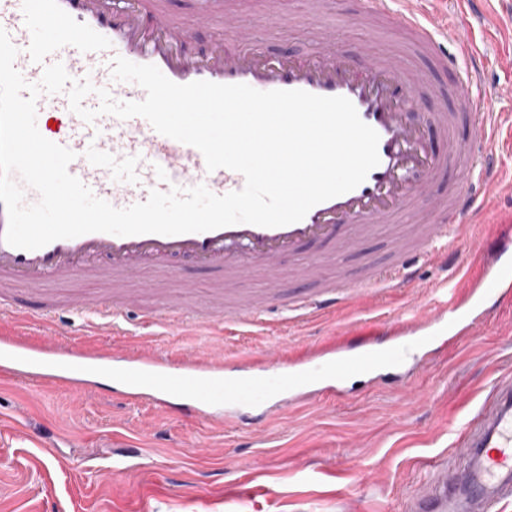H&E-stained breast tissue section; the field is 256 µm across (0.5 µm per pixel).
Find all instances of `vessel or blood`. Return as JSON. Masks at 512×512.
<instances>
[{"label":"vessel or blood","mask_w":512,"mask_h":512,"mask_svg":"<svg viewBox=\"0 0 512 512\" xmlns=\"http://www.w3.org/2000/svg\"><path fill=\"white\" fill-rule=\"evenodd\" d=\"M432 2L400 0L394 9L387 0H360L352 21L363 38L344 50L324 20L330 0H304L301 14L284 17L288 25L308 31L312 49L300 55L259 45L255 26L239 19L234 0H194L185 11L174 10L171 0H0V29L17 48L15 66L26 81L40 82L45 68L59 63L73 80L93 86L83 100L98 113L93 122L72 112L61 92L40 94L36 124L44 138L74 152L69 172L114 207L146 201L150 191L174 185L202 184L217 195L245 185L236 171H208L197 148L158 133L143 117L99 113V89L121 102L146 97L138 84L113 79L119 57L155 65L178 84L210 81L346 97L378 133L380 159L358 187L281 227L239 223L179 235L93 232L24 250L4 241L8 214L0 205V325L11 326L0 334V376L92 394L110 388L132 403L146 399L195 420L242 424L253 415L263 421L283 407L316 401L322 392L345 396L346 382L361 374L381 385L407 367L411 353H431L440 331H447L451 347L478 335L488 312L512 298V237L499 230L488 242L491 258L482 275L466 283L449 310L429 312L391 336L354 348L334 344L293 360L280 350L263 360L230 361L217 349L175 359L146 344L117 356L32 344L14 332L18 326L55 324L63 313L99 328H118L136 310L135 299L119 292L127 280L140 279L150 290L160 278H178L186 262L228 281L259 276L274 290L281 261L290 256L292 278L309 290L285 303L275 292L259 295L240 309L223 307L217 297L193 306L163 302L141 311L143 327L202 326L213 336L232 326L266 323L278 311L292 323L315 321L335 316L363 289L390 292L416 284L419 262L439 257L460 240L462 217H479L502 187L496 145L504 119L473 93L488 60L476 53L469 67L458 66L449 49L448 17ZM210 27L225 33L227 45L197 49L198 31ZM377 28L400 29L437 69L453 74V84L441 89L399 50L377 47ZM425 94L449 97L451 103L420 124L412 115ZM464 120L476 131L473 140L461 143L455 130ZM427 195L434 201L424 210L419 202ZM382 227L392 230L388 260L367 266L359 278L329 272L315 251L320 245L349 253ZM79 277L104 281L109 290L62 306L42 299L43 291ZM455 445L466 456L464 467L452 472L437 458L423 460L430 479L405 500L402 512H500L512 503V374L496 381L458 431Z\"/></svg>","instance_id":"1"}]
</instances>
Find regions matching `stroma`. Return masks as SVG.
Listing matches in <instances>:
<instances>
[{"label":"stroma","mask_w":512,"mask_h":512,"mask_svg":"<svg viewBox=\"0 0 512 512\" xmlns=\"http://www.w3.org/2000/svg\"><path fill=\"white\" fill-rule=\"evenodd\" d=\"M237 7L255 22L260 44L308 51L303 28L279 22L300 13V0H277L267 11L261 0H237ZM439 8L456 43L494 59L480 93L512 115V0H482L479 23L456 0H441ZM487 258L462 256L444 267L425 261L418 287L372 295L328 322L291 324L271 336L232 329L219 342L230 357H261L274 346L302 355L352 332L389 331L401 317L426 313L445 283L478 276ZM30 338L115 351L140 343L73 326H35ZM509 372L512 304L465 345L429 356L408 375L410 391L370 389L360 376L348 383L352 395L284 410L260 427L194 423L147 400L129 404L107 392L82 397L0 380V512H400L424 478L420 461L444 455L450 468L462 466L452 432ZM117 459L127 470L113 472Z\"/></svg>","instance_id":"obj_1"}]
</instances>
